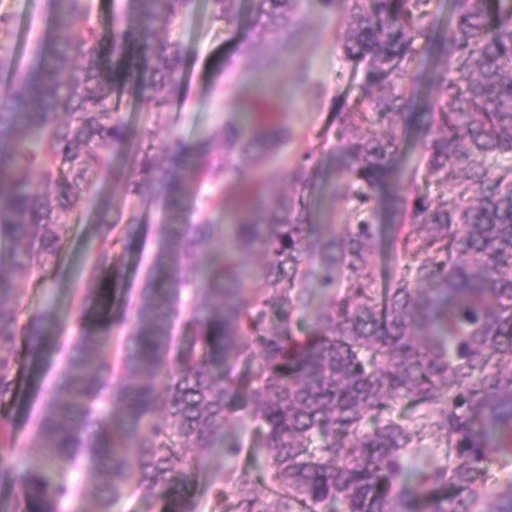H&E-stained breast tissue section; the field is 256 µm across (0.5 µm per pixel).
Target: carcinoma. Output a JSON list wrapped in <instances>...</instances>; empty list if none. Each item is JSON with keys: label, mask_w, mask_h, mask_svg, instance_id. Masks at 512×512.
Wrapping results in <instances>:
<instances>
[{"label": "carcinoma", "mask_w": 512, "mask_h": 512, "mask_svg": "<svg viewBox=\"0 0 512 512\" xmlns=\"http://www.w3.org/2000/svg\"><path fill=\"white\" fill-rule=\"evenodd\" d=\"M208 2L237 20L240 0ZM435 2L323 0L343 10V57L364 89L318 134L334 142L339 168L314 151L299 156L292 192L270 182L249 194L217 246L211 215L223 209L224 182L249 181L285 134L260 127L246 137L221 123L191 145L169 141L159 158L133 149L138 129L112 103L113 62L143 41L138 91L162 111L181 90L183 53L149 39L190 0H125L107 46L93 0H50L52 30L34 70L11 75L0 96V483L18 486L14 512H66L83 494L82 483L54 477L59 460L91 480L85 512H116L131 494L161 512H196L199 461L241 416L262 432L265 479L280 497L273 511L244 499L236 512H512V476L490 470L494 457L512 456V0H448L441 28ZM259 11L265 21L241 54L274 70L306 19L299 0H259ZM264 40L275 55L256 50ZM365 127L378 135L363 136ZM410 131L448 193H401ZM107 148L116 179L153 198L167 230L118 361L108 357L110 322L69 340L30 445L37 464L18 477L7 406L18 365L53 334V311L20 324L15 281L63 251L65 217ZM314 194L352 206L343 236L313 217ZM100 224L98 277L115 270L122 240L108 214ZM314 244L317 307L306 267ZM243 247L266 258L255 277L235 263ZM179 309L190 340L174 351ZM433 447L442 459L408 473L406 457Z\"/></svg>", "instance_id": "cac0c4a2"}]
</instances>
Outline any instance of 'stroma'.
<instances>
[{
  "label": "stroma",
  "mask_w": 512,
  "mask_h": 512,
  "mask_svg": "<svg viewBox=\"0 0 512 512\" xmlns=\"http://www.w3.org/2000/svg\"><path fill=\"white\" fill-rule=\"evenodd\" d=\"M302 7L307 18L305 34L287 63L271 74L250 68L236 53L238 42L251 35L259 20L250 0L239 4L240 22L235 26L217 20L206 0H192L171 27L157 32L159 38L176 41L184 50L182 92L158 112L131 88L118 90L115 98L121 103V117L146 129L151 144L159 151L171 138L194 142L205 138L217 124H236L242 113H250L252 125L272 124L292 133L277 159L259 163L251 189H259L265 177L272 174L280 182H287L293 159L318 145L317 136L336 107L355 104L363 94L359 75L342 69L339 13L327 10L322 0H302ZM3 14L9 15L12 23L0 30V43H8L19 64L32 69L35 49L51 29L48 0H0V15ZM303 63L310 74L305 85L296 81ZM102 204L108 205L112 219L127 231L115 248L123 261L108 279L92 275L93 252L98 242L94 216ZM67 221V245L48 266L43 279L22 278L17 282L23 296V317L48 305L55 310L51 343L38 362L24 364L20 369V390L10 407L15 440L12 462L19 474L34 463L29 446L35 423L45 407V394L59 378V343L76 335L80 326L99 329L104 324L96 315L81 319L82 298L108 293L110 315L116 325L123 317L132 316L146 286L147 265L166 231L159 206L128 194L124 185L114 179L112 153L108 150L95 168L93 190ZM225 442L240 444L242 452L231 457L223 447L210 451L195 485L197 512H212L211 482L218 476L224 479L225 506H232L243 497L261 500L267 506L273 504L275 498L263 481H236L237 468L250 464L251 450L261 442L255 423L248 418L229 420Z\"/></svg>",
  "instance_id": "stroma-1"
}]
</instances>
